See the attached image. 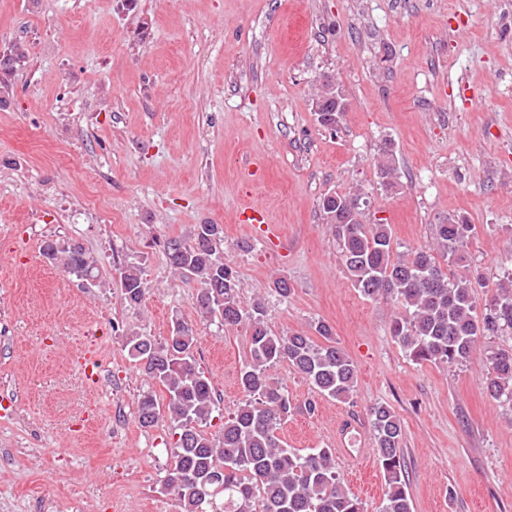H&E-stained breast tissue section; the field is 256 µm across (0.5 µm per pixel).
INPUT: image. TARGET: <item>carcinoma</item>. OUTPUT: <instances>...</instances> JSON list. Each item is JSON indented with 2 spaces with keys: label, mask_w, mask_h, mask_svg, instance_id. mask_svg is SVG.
I'll return each mask as SVG.
<instances>
[{
  "label": "carcinoma",
  "mask_w": 512,
  "mask_h": 512,
  "mask_svg": "<svg viewBox=\"0 0 512 512\" xmlns=\"http://www.w3.org/2000/svg\"><path fill=\"white\" fill-rule=\"evenodd\" d=\"M353 199L351 194L325 196L326 224L352 286L371 299L393 294L402 305L404 313L392 320L391 333L413 362L463 365L475 354L478 339L512 335V270L482 309L470 279L450 278L445 271L464 259L473 233L465 217L448 215L435 225L433 244L395 261L388 225L368 228L353 217L345 224L336 220V212ZM43 251L52 252L51 260L78 279L97 276L95 260L81 247L48 241ZM166 258L172 269L198 280L194 305L201 317L227 328L248 325L249 356L239 374L245 399L213 438L195 427L207 420L217 398L194 357L193 328L177 318L163 342L137 333L127 337L130 357L163 386L167 413L180 429L163 489L177 498L182 512H364L362 501L345 487L332 449L300 454L278 436L294 410L287 386L271 374L278 364L288 363L322 398L346 401L355 390L356 365L337 345L331 327L315 326L320 343L302 331L273 332L261 302L249 309L241 305L238 274L224 262L219 239L197 233L188 244L171 240ZM119 281L129 305L144 301L138 266L122 268ZM485 387L492 398L512 406V348L493 354ZM158 416L156 397L142 395L137 405L141 426L154 425ZM368 416L387 484L380 512H412L402 422L383 403L370 406Z\"/></svg>",
  "instance_id": "1"
}]
</instances>
